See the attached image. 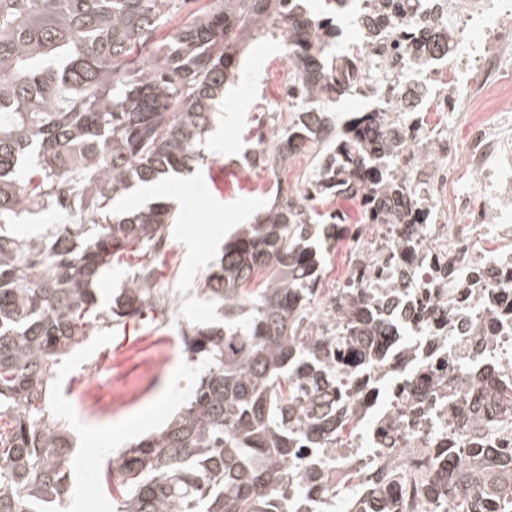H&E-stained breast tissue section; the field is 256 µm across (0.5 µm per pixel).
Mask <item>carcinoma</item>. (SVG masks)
I'll list each match as a JSON object with an SVG mask.
<instances>
[{"mask_svg": "<svg viewBox=\"0 0 512 512\" xmlns=\"http://www.w3.org/2000/svg\"><path fill=\"white\" fill-rule=\"evenodd\" d=\"M188 0H0V512H49L71 496L74 442L48 421L54 367L100 316L125 323L151 304L154 268L143 265L112 304L93 283L134 247L151 250L172 219L157 202L117 214L114 200L207 159L206 136L245 48L278 38L299 73L300 107L275 151L274 169L299 150L323 153L299 199L275 191L224 243L199 292L224 306V325L190 326L185 351L201 361L179 411L119 452L97 479L112 512H293L288 466L309 448H334L337 361L370 355L390 336L388 308L332 290L319 316L320 265L343 218L323 199L356 201L362 224H402L397 247L417 233L400 178L386 160L408 148L374 128L386 114L354 116L336 132L327 105L357 95L350 50L330 56L338 27L297 0H216L166 29ZM54 209L72 217L38 238L20 221ZM512 410V382L492 386ZM478 414L462 410L448 447L436 449L429 497L462 512H508L499 487L512 454L460 447ZM327 489L310 470L298 496ZM380 486L364 512H393Z\"/></svg>", "mask_w": 512, "mask_h": 512, "instance_id": "obj_1", "label": "carcinoma"}]
</instances>
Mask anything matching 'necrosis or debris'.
I'll return each mask as SVG.
<instances>
[{"instance_id": "1", "label": "necrosis or debris", "mask_w": 512, "mask_h": 512, "mask_svg": "<svg viewBox=\"0 0 512 512\" xmlns=\"http://www.w3.org/2000/svg\"><path fill=\"white\" fill-rule=\"evenodd\" d=\"M380 37L399 62L392 83L374 78ZM353 39L355 80L408 142L397 168L426 220L407 249L393 245L395 224L342 241L338 287L389 302L394 335L365 365L374 385L335 448L309 449L288 484L313 467L337 512H362L377 476H393L399 512H454L416 482L474 403L469 382L512 379V0H417L387 23H354Z\"/></svg>"}]
</instances>
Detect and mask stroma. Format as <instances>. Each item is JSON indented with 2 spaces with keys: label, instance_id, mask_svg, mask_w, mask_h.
Wrapping results in <instances>:
<instances>
[{
  "label": "stroma",
  "instance_id": "stroma-1",
  "mask_svg": "<svg viewBox=\"0 0 512 512\" xmlns=\"http://www.w3.org/2000/svg\"><path fill=\"white\" fill-rule=\"evenodd\" d=\"M286 60L278 43L250 46L238 77L225 89L222 114L209 134L205 166L189 175L163 178L149 192L135 191L120 199L125 206L165 202L173 220L164 250L124 255L101 274L99 293L111 297L139 265L150 264L156 269L152 285L161 294L150 315L96 326L87 341L55 367L48 410L67 425L75 440L67 512H112L95 490L97 475L120 448L164 425L189 391L198 366L185 354L181 333L190 323L222 321L219 306L202 298L199 285L236 225L260 209L282 175L251 167L245 156L260 139L275 142L281 129L283 115L277 103L283 92L275 72ZM104 354L111 370L95 367ZM93 384L111 391V411L101 412L86 403V390Z\"/></svg>",
  "mask_w": 512,
  "mask_h": 512
}]
</instances>
